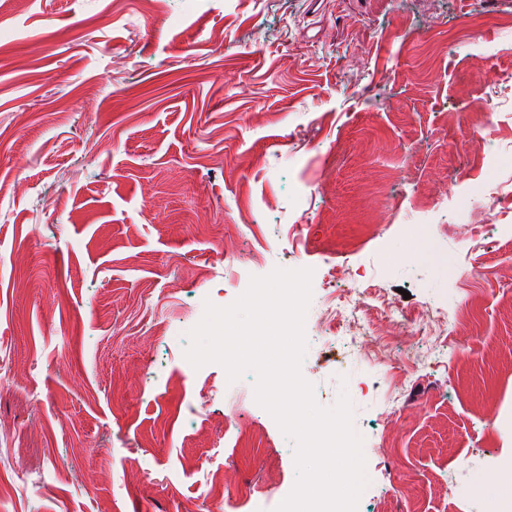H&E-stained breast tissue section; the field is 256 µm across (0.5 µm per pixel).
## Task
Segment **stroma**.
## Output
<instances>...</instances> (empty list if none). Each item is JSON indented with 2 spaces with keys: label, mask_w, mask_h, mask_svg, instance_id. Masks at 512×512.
<instances>
[{
  "label": "stroma",
  "mask_w": 512,
  "mask_h": 512,
  "mask_svg": "<svg viewBox=\"0 0 512 512\" xmlns=\"http://www.w3.org/2000/svg\"><path fill=\"white\" fill-rule=\"evenodd\" d=\"M508 17L512 0H0V512H274L293 444L250 375L192 366L188 333L251 277L312 269L302 374L324 407L357 382L353 425L382 432L379 367L317 328L335 264L401 307L475 295L476 331L423 348L398 449L366 474L386 512H492L471 485L512 458V238L465 227L512 211L448 171L478 182L485 161L512 192ZM227 224L259 261L225 271ZM471 265L486 276L460 290Z\"/></svg>",
  "instance_id": "1"
}]
</instances>
